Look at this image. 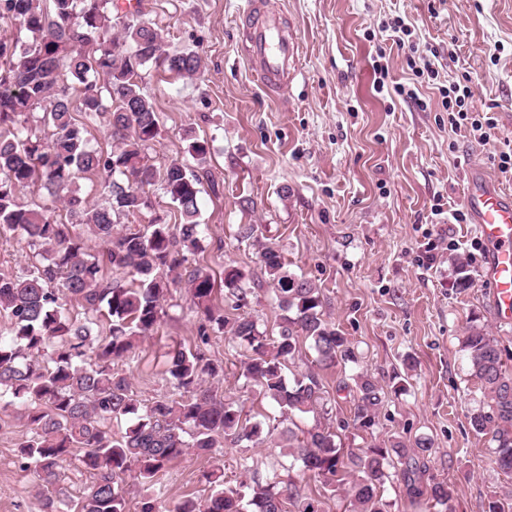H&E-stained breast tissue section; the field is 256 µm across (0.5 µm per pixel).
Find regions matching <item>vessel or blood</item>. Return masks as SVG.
I'll return each mask as SVG.
<instances>
[{
  "instance_id": "obj_1",
  "label": "vessel or blood",
  "mask_w": 512,
  "mask_h": 512,
  "mask_svg": "<svg viewBox=\"0 0 512 512\" xmlns=\"http://www.w3.org/2000/svg\"><path fill=\"white\" fill-rule=\"evenodd\" d=\"M245 54L260 84L271 94L285 90L299 73L298 42L285 30L280 13L248 5ZM467 207L486 253L482 277L491 290L492 310L512 321V196L487 176L475 173L467 190Z\"/></svg>"
}]
</instances>
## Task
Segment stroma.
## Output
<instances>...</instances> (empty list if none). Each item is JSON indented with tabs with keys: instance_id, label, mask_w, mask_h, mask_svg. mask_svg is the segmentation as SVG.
Segmentation results:
<instances>
[{
	"instance_id": "35a3bbf8",
	"label": "stroma",
	"mask_w": 512,
	"mask_h": 512,
	"mask_svg": "<svg viewBox=\"0 0 512 512\" xmlns=\"http://www.w3.org/2000/svg\"><path fill=\"white\" fill-rule=\"evenodd\" d=\"M246 2L141 0L143 19L164 30L169 51L201 59L193 80L143 72L162 128L153 163L187 159V135L209 140L219 190H204L200 208L214 273L232 265L246 279L259 277L257 246L233 238L237 225H258L289 272L321 288L327 315L351 343L355 362L325 371L327 389L367 371L385 393L377 438L431 439L426 477L452 485L455 512H485L492 499L512 505V475L495 467L487 437L470 424L484 397L459 344L473 321L512 351V322L497 321L490 309L474 224L454 218L466 208L471 170L512 193V174L496 162L512 141V0H265L299 42L301 73L278 96L258 83L241 52ZM397 16L413 31L404 48L382 36ZM381 52L390 81L403 84L412 76L407 58L434 57L435 84L421 89L427 109L373 91L371 64ZM465 81L475 110L496 108L499 125L489 140L450 128L441 108L439 87ZM431 243L437 250L428 267L421 258ZM458 256L472 277L464 290L453 286ZM168 301L160 328L126 367L148 403L169 392L166 352L196 344L197 315L185 288L171 289ZM206 354L223 361L219 390L244 415L267 426L279 419L240 379L241 353L215 336ZM401 380L407 390L394 395ZM28 432L17 420L0 428V512H38V477L16 458V442ZM220 459L235 486L269 474L278 451L245 442L223 448ZM244 460L249 469L241 468ZM212 465L191 453L171 463L160 475L162 512L184 497L209 496Z\"/></svg>"
}]
</instances>
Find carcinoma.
I'll use <instances>...</instances> for the list:
<instances>
[{"mask_svg": "<svg viewBox=\"0 0 512 512\" xmlns=\"http://www.w3.org/2000/svg\"><path fill=\"white\" fill-rule=\"evenodd\" d=\"M49 2L43 8L41 0H0V20L15 22L14 32L0 34V234L21 231L39 257L35 265L0 272V317L7 322L0 330V411L31 427L16 446L41 482L39 512H57L50 488L61 481L74 448L83 449L79 462L91 474L78 512H128L126 478L154 487L191 450L211 457L228 443L273 438L274 429L249 422L235 401L218 394L224 365L205 352L214 334L245 352L241 376L276 404L283 420L306 416L313 425L285 428L275 441L299 478L254 475L234 488L216 464L206 473L210 496L186 497L175 512H323L321 496L304 492L307 475L322 493L346 500L348 512H392L381 494L391 477L412 502L454 512L448 483L422 481L430 439L346 448L336 429L322 423L332 398L320 372L352 359V352L324 310L321 288L289 272L279 248L259 245L261 276L250 282L224 267L226 308L215 303L210 268L186 265L188 256L205 252L208 225L200 222L199 194L209 180L210 145L192 138V162L175 159L158 171L149 150L161 137L159 117L139 78L154 67L191 79L199 56L170 53L160 28L137 9L119 13L114 0ZM118 25L121 37L112 35ZM76 112L102 121L115 148L91 146ZM87 176L100 180L102 202L80 196L77 182ZM155 185L175 204L178 222L161 216L140 222L145 188ZM31 187L42 202L22 199ZM59 204L72 221L54 217ZM92 237L101 243L95 252ZM179 284L201 314L198 344L166 353L163 379L171 394L146 405L119 364L134 360L138 342L158 329L170 288ZM265 287L281 311L274 334L243 311ZM66 298L81 312L72 314ZM103 320L105 328L93 332ZM302 340L315 353L312 367L289 377ZM461 347L486 399L471 425L490 436L495 463L512 474V373L503 349L478 326L469 327ZM352 380V386L339 381L336 392L352 393L353 428L371 434L380 388L366 372ZM122 418L128 426L117 437L112 420Z\"/></svg>", "mask_w": 512, "mask_h": 512, "instance_id": "carcinoma-1", "label": "carcinoma"}]
</instances>
